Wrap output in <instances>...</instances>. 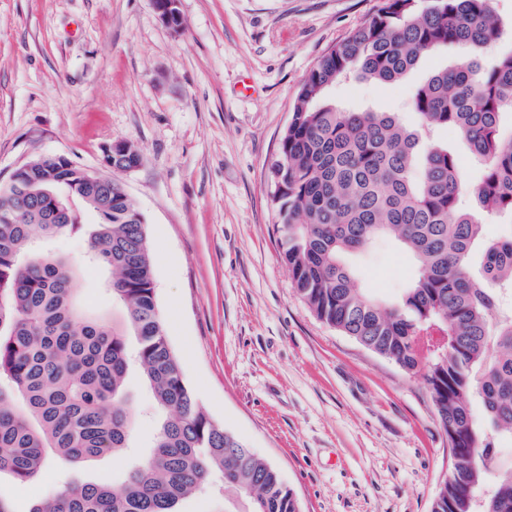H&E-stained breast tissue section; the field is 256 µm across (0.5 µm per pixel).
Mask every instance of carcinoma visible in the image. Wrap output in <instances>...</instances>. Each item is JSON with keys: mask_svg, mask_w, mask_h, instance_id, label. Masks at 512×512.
<instances>
[{"mask_svg": "<svg viewBox=\"0 0 512 512\" xmlns=\"http://www.w3.org/2000/svg\"><path fill=\"white\" fill-rule=\"evenodd\" d=\"M508 35L489 0H382L376 15L322 56L302 85L269 168L279 216L281 257L314 315L409 372L424 371L436 419L456 445L457 465L432 512H472L470 495L489 490L485 512H512V470L491 477L471 449L490 457L487 428L512 434V236L486 244L483 225L461 206L473 195L488 213H512V52L484 49ZM450 45L469 60L434 72L409 99L417 126L394 112H345L330 86L358 74L379 84L405 77ZM452 129L482 167L472 188L458 156L423 146L421 132ZM19 198L0 186V475L28 482L54 457L84 462L129 447L135 412L125 391L142 369L162 414L150 457L131 466L117 489L72 482L30 512H178L181 501L219 486L248 503L245 512H299L278 471L216 423L186 385L158 311L142 216L122 192L72 210L62 192L81 180L64 164L36 159ZM99 217L86 232L84 211ZM88 234V261L110 271L108 290L123 306L115 325L78 308L77 271L37 240ZM408 252L416 273L383 301L357 285L347 257L379 238ZM447 352L425 362L436 337ZM478 393L481 413L471 405Z\"/></svg>", "mask_w": 512, "mask_h": 512, "instance_id": "carcinoma-1", "label": "carcinoma"}]
</instances>
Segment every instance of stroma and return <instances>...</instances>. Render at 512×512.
<instances>
[{"label": "stroma", "instance_id": "35a3bbf8", "mask_svg": "<svg viewBox=\"0 0 512 512\" xmlns=\"http://www.w3.org/2000/svg\"><path fill=\"white\" fill-rule=\"evenodd\" d=\"M382 0H179L180 29L154 0H0V184L37 158L102 171L106 146L136 144L118 179L145 220L156 302L183 378L210 416L274 466L300 512H432L453 465L422 373L320 321L280 258L268 168L308 73ZM463 57L451 47L400 82L336 84L337 106L395 112ZM358 283L392 299L415 273L382 238L353 256ZM85 270L80 305L124 318ZM138 460L157 421L127 380ZM127 462H51L17 483L16 512L70 481L120 485Z\"/></svg>", "mask_w": 512, "mask_h": 512}]
</instances>
